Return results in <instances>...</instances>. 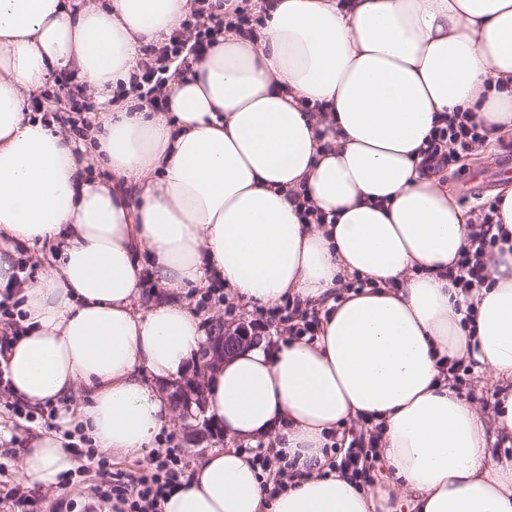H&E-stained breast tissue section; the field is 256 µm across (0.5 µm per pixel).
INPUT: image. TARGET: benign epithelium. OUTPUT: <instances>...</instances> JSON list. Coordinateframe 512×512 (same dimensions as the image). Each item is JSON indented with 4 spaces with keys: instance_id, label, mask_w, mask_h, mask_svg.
Masks as SVG:
<instances>
[{
    "instance_id": "benign-epithelium-1",
    "label": "benign epithelium",
    "mask_w": 512,
    "mask_h": 512,
    "mask_svg": "<svg viewBox=\"0 0 512 512\" xmlns=\"http://www.w3.org/2000/svg\"><path fill=\"white\" fill-rule=\"evenodd\" d=\"M263 339L261 331L246 322L227 324L222 318L211 320L207 339L194 353L192 367L180 379L162 386L182 428L184 441L198 447L214 436V426L204 417L205 378L220 367L224 359Z\"/></svg>"
}]
</instances>
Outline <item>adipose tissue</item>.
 Wrapping results in <instances>:
<instances>
[{"label": "adipose tissue", "instance_id": "1", "mask_svg": "<svg viewBox=\"0 0 512 512\" xmlns=\"http://www.w3.org/2000/svg\"><path fill=\"white\" fill-rule=\"evenodd\" d=\"M193 7L0 0V288L16 247L58 245L14 295L25 333L5 354L10 395L62 408L21 475L53 486L74 470L72 428L102 454L147 457L172 414L159 386L206 330L185 303L142 307V290L213 277L229 299L289 300L320 325L209 374L206 415L232 445L163 512H512V462L490 452L512 439V242L462 293L448 268L472 215L418 168L442 113H472L491 141L512 133V0H258L263 38L215 35L164 111L115 98ZM69 70L95 105L75 138L26 109ZM355 278L365 287L342 291ZM448 361L499 383L492 421ZM363 420L387 469L370 490L325 454ZM262 441L288 464L281 491L247 451Z\"/></svg>", "mask_w": 512, "mask_h": 512}]
</instances>
